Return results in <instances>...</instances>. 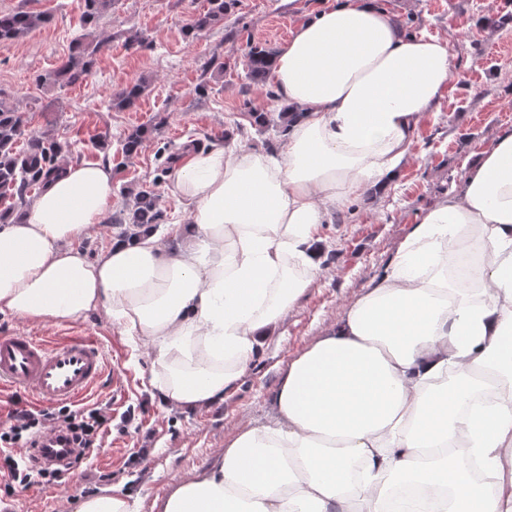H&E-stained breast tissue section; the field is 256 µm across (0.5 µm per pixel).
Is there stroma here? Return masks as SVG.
<instances>
[{
    "label": "stroma",
    "instance_id": "stroma-1",
    "mask_svg": "<svg viewBox=\"0 0 512 512\" xmlns=\"http://www.w3.org/2000/svg\"><path fill=\"white\" fill-rule=\"evenodd\" d=\"M79 0H0V11L24 9L50 16L25 38L0 42V97L24 112L27 133L51 131L69 163L108 162L115 168L113 211L124 209L122 189H154L168 215L181 210L169 192V173L186 149L223 144L225 128L242 121L245 107L272 109L262 86L248 84V41L282 48L318 0H238L231 18L247 35L225 39L223 27L189 36L191 17L207 0H114L96 34L110 38L86 80L44 89L37 79L68 56ZM393 18L413 17L416 34L447 39L456 75L443 91L440 111L426 113L402 162L395 188L365 189L345 220L321 225V270L284 314L262 352L221 403L184 411L164 403L149 383L154 355L133 348L120 326L97 311L49 324L0 314V336L24 331L57 344L72 333L94 337L106 361L101 384L86 397L112 410V431L86 473L62 482L16 488L12 512H75L87 483L98 492L138 495L142 512L178 482L212 465L237 433L271 423L272 396L289 362L336 323L383 275L426 211L460 191L474 144L489 145L512 132V0H383ZM147 46L125 44L129 29ZM149 78L145 95L128 110L109 109L115 90ZM152 127L139 155L124 160L121 143L131 129Z\"/></svg>",
    "mask_w": 512,
    "mask_h": 512
}]
</instances>
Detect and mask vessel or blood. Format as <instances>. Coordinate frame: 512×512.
<instances>
[{
  "mask_svg": "<svg viewBox=\"0 0 512 512\" xmlns=\"http://www.w3.org/2000/svg\"><path fill=\"white\" fill-rule=\"evenodd\" d=\"M104 375L103 352L90 337L52 346L27 334L0 336V387L30 390L38 404L78 402Z\"/></svg>",
  "mask_w": 512,
  "mask_h": 512,
  "instance_id": "b4317fda",
  "label": "vessel or blood"
}]
</instances>
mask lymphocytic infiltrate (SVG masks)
<instances>
[{
	"mask_svg": "<svg viewBox=\"0 0 512 512\" xmlns=\"http://www.w3.org/2000/svg\"><path fill=\"white\" fill-rule=\"evenodd\" d=\"M111 416L99 406L13 410L0 423V475L5 489L59 482L94 459Z\"/></svg>",
	"mask_w": 512,
	"mask_h": 512,
	"instance_id": "obj_1",
	"label": "lymphocytic infiltrate"
}]
</instances>
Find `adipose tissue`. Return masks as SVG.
<instances>
[{
    "label": "adipose tissue",
    "instance_id": "adipose-tissue-1",
    "mask_svg": "<svg viewBox=\"0 0 512 512\" xmlns=\"http://www.w3.org/2000/svg\"><path fill=\"white\" fill-rule=\"evenodd\" d=\"M454 69L447 39L405 35L377 0H330L272 64L300 114L284 146L199 149L174 169L186 245L145 234L89 258L77 243L112 206V169L65 165L0 224V313L104 310L154 350L164 402H222L318 272L320 224L392 184ZM471 156L461 195L290 363L275 421L158 512H512V134Z\"/></svg>",
    "mask_w": 512,
    "mask_h": 512
}]
</instances>
